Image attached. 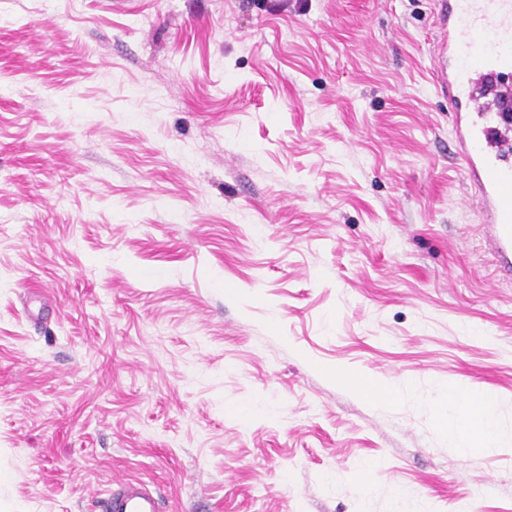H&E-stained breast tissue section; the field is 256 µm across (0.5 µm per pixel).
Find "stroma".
Wrapping results in <instances>:
<instances>
[{
	"instance_id": "obj_1",
	"label": "stroma",
	"mask_w": 512,
	"mask_h": 512,
	"mask_svg": "<svg viewBox=\"0 0 512 512\" xmlns=\"http://www.w3.org/2000/svg\"><path fill=\"white\" fill-rule=\"evenodd\" d=\"M437 0H0V512H512V276ZM370 376L386 400L333 379ZM493 392L470 458L436 410ZM101 506V512H161L156 492L138 480H126L110 489Z\"/></svg>"
}]
</instances>
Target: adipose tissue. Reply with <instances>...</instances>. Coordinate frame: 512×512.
<instances>
[{
    "label": "adipose tissue",
    "instance_id": "adipose-tissue-1",
    "mask_svg": "<svg viewBox=\"0 0 512 512\" xmlns=\"http://www.w3.org/2000/svg\"><path fill=\"white\" fill-rule=\"evenodd\" d=\"M447 396L454 408L448 425V437L454 448L462 454L477 456L500 447L493 393L454 386Z\"/></svg>",
    "mask_w": 512,
    "mask_h": 512
}]
</instances>
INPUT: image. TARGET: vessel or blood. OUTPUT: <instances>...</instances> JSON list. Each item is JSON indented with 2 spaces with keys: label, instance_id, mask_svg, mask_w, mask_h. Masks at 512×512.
<instances>
[{
  "label": "vessel or blood",
  "instance_id": "b4317fda",
  "mask_svg": "<svg viewBox=\"0 0 512 512\" xmlns=\"http://www.w3.org/2000/svg\"><path fill=\"white\" fill-rule=\"evenodd\" d=\"M444 36L435 82L454 117L452 146L500 271L512 274V0H439ZM102 512H161L156 492L127 480Z\"/></svg>",
  "mask_w": 512,
  "mask_h": 512
}]
</instances>
